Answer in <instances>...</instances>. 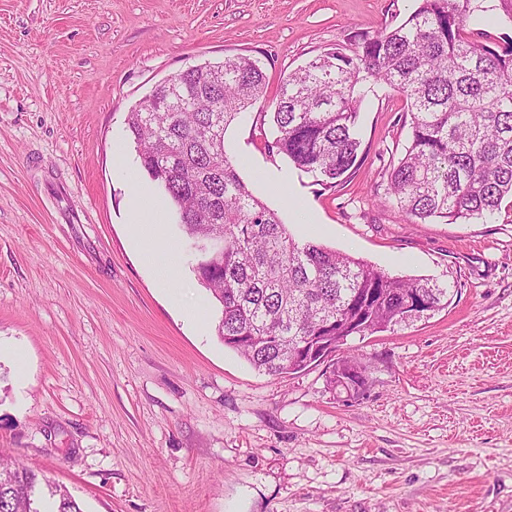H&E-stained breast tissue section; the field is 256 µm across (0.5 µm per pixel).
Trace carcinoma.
<instances>
[{"label":"carcinoma","mask_w":512,"mask_h":512,"mask_svg":"<svg viewBox=\"0 0 512 512\" xmlns=\"http://www.w3.org/2000/svg\"><path fill=\"white\" fill-rule=\"evenodd\" d=\"M481 0H418L401 23L357 32L284 79L268 151L334 188L354 166L365 102L402 94L409 138L385 197L414 223L493 214L512 196V36L467 30ZM247 55L193 65L128 113L127 136L148 179L169 197L192 271L215 301L216 335L254 368L302 371L299 339L366 304L357 336L410 321L408 304L448 307V284L391 276L362 259L298 240L240 178L228 127L263 96ZM82 512L71 493L17 461H0V512Z\"/></svg>","instance_id":"carcinoma-1"}]
</instances>
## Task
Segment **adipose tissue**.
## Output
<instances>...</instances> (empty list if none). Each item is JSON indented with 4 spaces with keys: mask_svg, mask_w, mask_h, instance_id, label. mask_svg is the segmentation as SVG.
<instances>
[{
    "mask_svg": "<svg viewBox=\"0 0 512 512\" xmlns=\"http://www.w3.org/2000/svg\"><path fill=\"white\" fill-rule=\"evenodd\" d=\"M137 209L140 219L136 236L143 245L144 259L153 268L158 284L167 285L175 273L177 256L172 248L160 243V205L141 192L137 195Z\"/></svg>",
    "mask_w": 512,
    "mask_h": 512,
    "instance_id": "1",
    "label": "adipose tissue"
}]
</instances>
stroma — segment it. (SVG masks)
I'll return each instance as SVG.
<instances>
[{"label":"stroma","instance_id":"35a3bbf8","mask_svg":"<svg viewBox=\"0 0 512 512\" xmlns=\"http://www.w3.org/2000/svg\"><path fill=\"white\" fill-rule=\"evenodd\" d=\"M416 6L0 0L1 454L83 512H512V199L469 224H414L386 202L408 137L395 92L365 104L335 188L265 147L289 72ZM235 55L267 81L225 135L253 194L297 238L451 288L445 309L348 339L371 368L359 398L337 395L327 364L274 378L224 346L173 209L174 290L133 238L127 113Z\"/></svg>","mask_w":512,"mask_h":512}]
</instances>
